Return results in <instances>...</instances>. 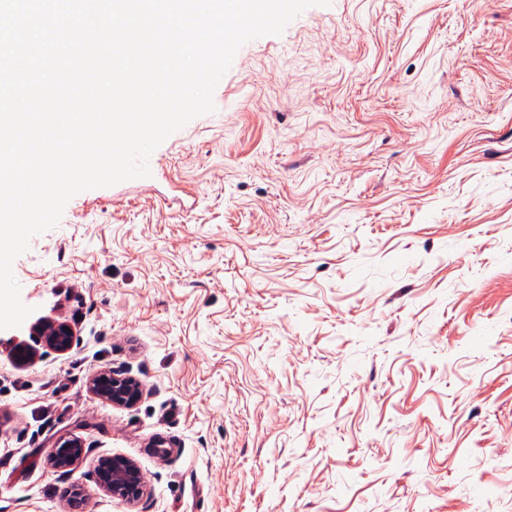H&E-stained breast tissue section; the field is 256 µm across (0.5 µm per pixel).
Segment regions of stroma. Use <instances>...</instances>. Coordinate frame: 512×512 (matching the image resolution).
<instances>
[{
  "mask_svg": "<svg viewBox=\"0 0 512 512\" xmlns=\"http://www.w3.org/2000/svg\"><path fill=\"white\" fill-rule=\"evenodd\" d=\"M214 103L15 259L0 512H512V0L309 7ZM65 327H68V330H65ZM33 331L36 336H42L45 345L56 352L63 353L72 345L74 331L66 322L45 319L37 323ZM91 392L114 405L130 406L139 398V384L130 378L101 373L90 380ZM84 456V448L79 440H68L62 448L52 452V461L57 468L68 469ZM95 473L106 493L128 503L137 501L146 491V482L140 468L133 460L124 456L97 458Z\"/></svg>",
  "mask_w": 512,
  "mask_h": 512,
  "instance_id": "1",
  "label": "stroma"
}]
</instances>
